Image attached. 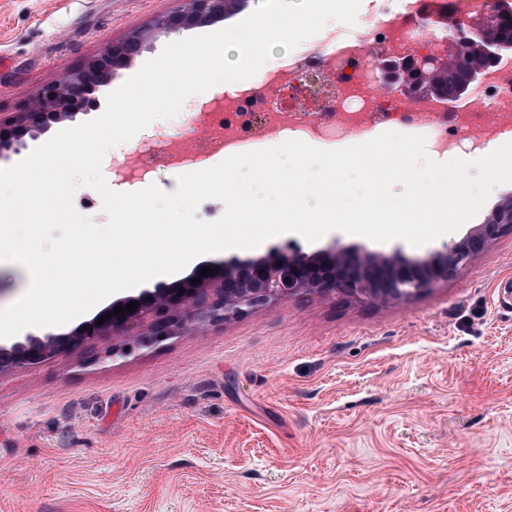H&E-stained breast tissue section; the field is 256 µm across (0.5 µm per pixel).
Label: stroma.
Segmentation results:
<instances>
[{"label": "stroma", "mask_w": 512, "mask_h": 512, "mask_svg": "<svg viewBox=\"0 0 512 512\" xmlns=\"http://www.w3.org/2000/svg\"><path fill=\"white\" fill-rule=\"evenodd\" d=\"M184 0H0V116L87 56L143 30L119 88L168 43L226 28L153 30ZM117 146L164 154L205 137L208 103ZM109 187L174 191L155 163ZM420 247L332 230L206 255L219 264L331 246L419 259ZM0 512H512V234L448 283L373 306L339 295L269 304L140 342L104 336L0 373Z\"/></svg>", "instance_id": "1"}]
</instances>
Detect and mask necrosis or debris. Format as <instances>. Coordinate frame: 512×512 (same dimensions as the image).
Here are the masks:
<instances>
[{
  "label": "necrosis or debris",
  "mask_w": 512,
  "mask_h": 512,
  "mask_svg": "<svg viewBox=\"0 0 512 512\" xmlns=\"http://www.w3.org/2000/svg\"><path fill=\"white\" fill-rule=\"evenodd\" d=\"M447 8L446 0H398L397 8L368 10L358 31L321 37L303 62L268 70L264 92H226L209 114L210 137L196 144V156L216 143L228 155L250 151L261 132L333 143L368 139L387 124L429 130L437 151L484 142L493 125L512 123V65L497 67L455 112L388 93L378 72L380 58L433 46L432 17Z\"/></svg>",
  "instance_id": "necrosis-or-debris-1"
}]
</instances>
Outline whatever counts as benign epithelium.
Instances as JSON below:
<instances>
[{
  "instance_id": "obj_1",
  "label": "benign epithelium",
  "mask_w": 512,
  "mask_h": 512,
  "mask_svg": "<svg viewBox=\"0 0 512 512\" xmlns=\"http://www.w3.org/2000/svg\"><path fill=\"white\" fill-rule=\"evenodd\" d=\"M230 4L231 0H185L183 9L158 17L154 27L164 33H176L194 22L223 17ZM502 17L509 19L512 14L490 8L456 20V32L448 38L446 49L427 48L409 66L396 60L384 64L383 80L395 93L437 99L445 103L448 111H454L486 79L491 66L502 56L512 54V41L496 35ZM144 47V37L136 31L87 57L77 71L41 86L19 112L9 117L8 123L34 131L45 128L50 121L96 109V91L109 84L112 74L131 63ZM473 50L480 63L472 66L460 82L443 81L442 76L457 70L461 56ZM509 232L512 233L511 196L463 239L422 260L399 253L381 256L333 246L312 255L299 250L276 251L257 259L226 261L205 277L200 274L204 268L201 264L192 273L199 279L196 284L188 279L158 286L137 296L120 298L107 309L111 313L117 306L136 302L138 308L133 312L124 309L100 325L97 320H90L68 336H28L9 348L1 346L0 372L21 364H37L55 352L118 331L131 335L140 329L162 338L189 322L225 320L292 297L340 293L373 304L411 298L448 282Z\"/></svg>"
}]
</instances>
